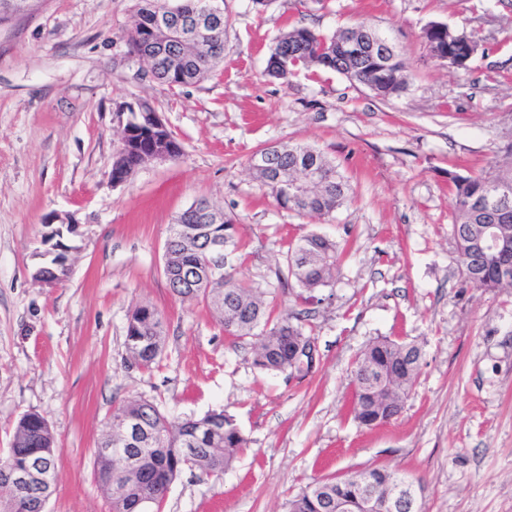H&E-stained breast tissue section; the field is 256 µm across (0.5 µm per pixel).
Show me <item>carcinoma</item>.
Listing matches in <instances>:
<instances>
[{
  "label": "carcinoma",
  "mask_w": 512,
  "mask_h": 512,
  "mask_svg": "<svg viewBox=\"0 0 512 512\" xmlns=\"http://www.w3.org/2000/svg\"><path fill=\"white\" fill-rule=\"evenodd\" d=\"M210 9L209 0H137L129 32L131 51L149 64V73L169 86H188L208 77L223 59L224 34L227 21L219 14L214 23L218 53L200 46L185 37L166 47L169 65L165 74H157L152 65L149 41L152 29L160 14H173L180 18L201 16ZM345 28L333 33H322L306 27H294L280 35L271 49L266 72L269 76L286 80L300 68L315 67L322 71L337 72L350 82L367 87L375 95L387 98L399 95L409 87L406 65L396 47L386 49L380 60L371 63L365 58L340 49ZM425 48L439 52H454L461 45L470 44L479 49L477 41L464 33L431 22L423 29ZM136 141L132 150L116 153L112 162V181L121 182L132 176L135 168L150 156L158 144L146 129L134 124ZM268 164L285 173L288 183L281 186L268 181L266 170L253 169L262 185L271 190L278 206L298 214L325 218L341 207L349 198L350 187L345 177L317 148L309 145H288L268 159ZM318 174L320 182L309 190L306 200L295 194V181L303 180L305 171ZM455 198L451 236L456 252L466 253L467 236L479 231L485 223L484 201L494 183L512 185V144L504 147L501 158L492 169L479 174L448 172ZM221 214L224 222L217 224L214 216ZM237 244L235 224L224 215V209L200 200L184 210L170 225L165 242L164 263L171 278L167 283L171 291L189 300L201 298L217 315L219 322L237 338L257 336L259 346L253 352L252 365L274 374L293 375L304 368L293 362L290 345L311 335L304 319L299 315L273 318L265 296L267 291L236 280L218 264L226 257L228 246ZM288 274L297 287L308 294L325 287L332 279L340 258L336 241L317 232L306 233L289 243L284 253ZM162 324L160 313L150 305L136 307L128 320L126 345L130 356L142 367L149 368L161 355L164 337L156 341L145 340L154 335L153 328ZM408 342L383 338L372 342L358 357V362L375 364L384 373L397 372L402 350ZM138 411L144 416L145 425L157 436V443L140 450L142 470L139 475L126 480L130 495H141L151 500V509H158L176 476L185 468L199 469L206 473H221L228 469L246 439L237 427L233 416L223 410H213L198 418L181 421L169 420L159 408L143 399L129 401L112 415L108 432L117 427L122 411ZM398 416V411L379 401L363 400L354 406L353 417L359 424L367 420L388 423ZM45 420L36 413H27L17 422L14 439L1 465H20L30 455H43L54 461L56 447L52 429L44 426ZM209 424L220 432V438L211 449L194 458L185 456V449L197 442L198 427ZM358 496L360 489L353 485L338 487L326 480L308 484L290 502L289 512H316L315 505L336 501L338 496Z\"/></svg>",
  "instance_id": "cac0c4a2"
}]
</instances>
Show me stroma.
<instances>
[{
  "label": "stroma",
  "instance_id": "stroma-1",
  "mask_svg": "<svg viewBox=\"0 0 512 512\" xmlns=\"http://www.w3.org/2000/svg\"><path fill=\"white\" fill-rule=\"evenodd\" d=\"M136 0H28L0 20V456L18 420L52 428L58 482L46 512H111L94 449L126 400L172 419L232 415L246 448L221 474L183 470L162 512H288L316 479L386 467L419 481L422 512H512V288L464 283L450 235L449 171L488 170L512 142V0H223L224 60L204 81L171 87L129 51ZM367 21L386 32L412 81L388 99L338 73L264 74L289 28ZM436 21L480 45L468 69L428 55ZM146 100L182 147L179 158L109 180L118 113ZM308 144L351 194L333 219L277 206L249 168L271 144ZM206 198L234 221L226 271L276 290L274 316L303 313L317 362L302 379L252 365L257 338L227 336L203 300L164 277L169 226ZM76 213L79 249L65 282L30 269L42 220ZM316 231L343 259L318 299L281 288L283 244ZM163 320L164 349L137 367L126 329L137 305ZM422 349L397 419L366 428L351 413L352 375L379 338Z\"/></svg>",
  "mask_w": 512,
  "mask_h": 512
}]
</instances>
